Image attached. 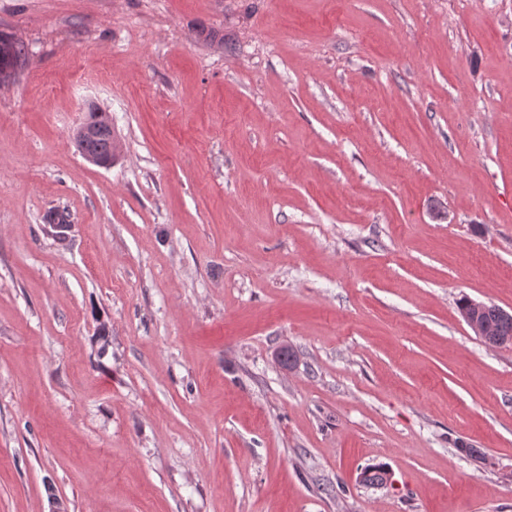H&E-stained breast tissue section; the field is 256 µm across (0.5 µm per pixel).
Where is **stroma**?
Instances as JSON below:
<instances>
[{
    "mask_svg": "<svg viewBox=\"0 0 512 512\" xmlns=\"http://www.w3.org/2000/svg\"><path fill=\"white\" fill-rule=\"evenodd\" d=\"M0 32V512H512V345L458 310L512 311V0H0ZM6 35L0 34V46L1 42H8L13 47L12 53H6L3 56H1V47H0V75L2 73H5L6 75L9 74L11 77L15 74L17 67L20 64V61L22 60V57L25 54V49L23 45H21L19 42L13 40L11 37L6 38L4 37ZM12 71V72H11ZM98 108L94 105H89L88 112L86 113V120L84 124L79 125L74 134L76 136L83 138L89 137L88 139H83L79 141H75V145L79 152L84 155H92L94 157H97L99 159H106L108 157L109 153V134L111 137V140L113 139L114 144V156H116L119 153L118 146H117V140L114 135V131H112V117L106 113L105 111H99L102 112V118H103V125L108 129L107 131L100 130L98 134L93 136L98 126L93 127L96 125L98 121V116L96 112ZM90 125V126H87ZM113 132V133H112ZM93 136V137H91Z\"/></svg>",
    "mask_w": 512,
    "mask_h": 512,
    "instance_id": "obj_1",
    "label": "stroma"
}]
</instances>
